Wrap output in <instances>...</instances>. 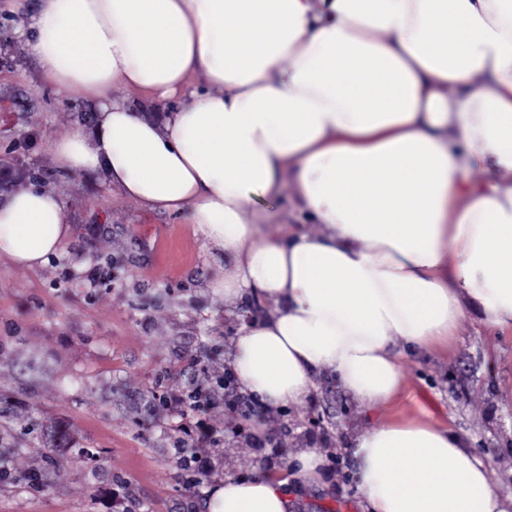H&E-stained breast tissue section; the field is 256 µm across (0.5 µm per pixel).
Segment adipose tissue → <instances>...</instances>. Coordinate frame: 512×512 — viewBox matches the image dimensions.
<instances>
[{
    "label": "adipose tissue",
    "instance_id": "obj_1",
    "mask_svg": "<svg viewBox=\"0 0 512 512\" xmlns=\"http://www.w3.org/2000/svg\"><path fill=\"white\" fill-rule=\"evenodd\" d=\"M48 84L100 98L92 135L52 151L149 211L186 216L230 270L244 391L303 403L329 370L362 403L394 400L407 351L452 341L465 310L512 328V0H39L19 29ZM133 88L164 121L114 100ZM291 178L325 231L259 227ZM61 199L0 198V256L41 266L70 235ZM365 512H512L458 432L388 421L354 441ZM289 477L211 489L207 512H288Z\"/></svg>",
    "mask_w": 512,
    "mask_h": 512
}]
</instances>
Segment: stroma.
Listing matches in <instances>:
<instances>
[{
	"label": "stroma",
	"instance_id": "stroma-1",
	"mask_svg": "<svg viewBox=\"0 0 512 512\" xmlns=\"http://www.w3.org/2000/svg\"><path fill=\"white\" fill-rule=\"evenodd\" d=\"M25 15L0 13V158L33 168L62 200L72 234L35 269L0 258V512H205L224 478L266 471L312 451L314 484L292 485V512H363L351 445L394 419H432L467 435L493 485L512 492V332L473 313L450 345L402 359L392 403L369 406L327 370L299 405L262 413L228 402L216 381L231 372L232 341L250 307L226 306L210 286L219 253L184 217L143 209L101 177L72 171L52 140L76 129L94 101L47 84L18 35ZM291 186L265 224L270 237L306 223ZM209 392L210 474L186 486L175 452L196 443V416L173 406L187 390Z\"/></svg>",
	"mask_w": 512,
	"mask_h": 512
}]
</instances>
